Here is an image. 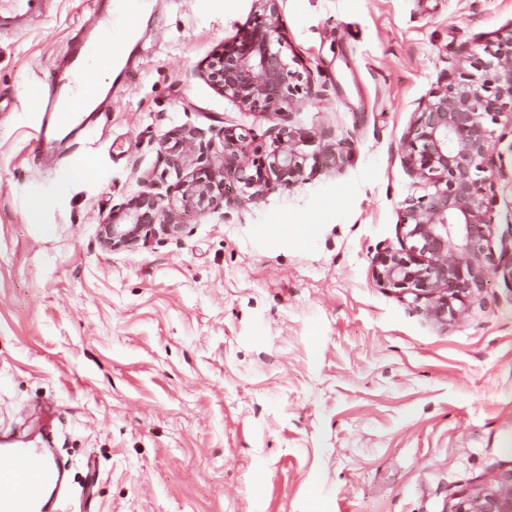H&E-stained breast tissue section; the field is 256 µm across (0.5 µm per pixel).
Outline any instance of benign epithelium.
<instances>
[{
  "label": "benign epithelium",
  "instance_id": "obj_1",
  "mask_svg": "<svg viewBox=\"0 0 512 512\" xmlns=\"http://www.w3.org/2000/svg\"><path fill=\"white\" fill-rule=\"evenodd\" d=\"M284 40L280 28L258 14L242 40L214 55L207 78L242 112L282 113L299 77ZM483 52L484 59L471 54L474 71L448 74L418 103L400 161L410 176L431 180L434 192L407 209L401 228L410 245L384 252L373 266L380 286L399 289L416 301L426 299L430 316L439 323L458 314L454 302L462 303L484 288L489 267L495 265L496 184L504 173L491 158L493 132L485 119L505 115L512 124V38L487 44ZM277 139L278 151L267 165L247 159L241 137L226 129L220 150L210 140L199 142L192 172H186L181 155L167 154L166 163L178 178L179 203L161 205L154 184L142 180L130 223L100 225L101 243L113 250L144 242L158 228L179 232L178 206L214 200L215 190L226 180L240 184L251 199L291 185L303 174L299 143L304 137L288 127ZM479 172L485 176H477ZM454 512H512V483L466 495Z\"/></svg>",
  "mask_w": 512,
  "mask_h": 512
}]
</instances>
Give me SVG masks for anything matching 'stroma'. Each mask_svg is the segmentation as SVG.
<instances>
[{
    "label": "stroma",
    "instance_id": "35a3bbf8",
    "mask_svg": "<svg viewBox=\"0 0 512 512\" xmlns=\"http://www.w3.org/2000/svg\"><path fill=\"white\" fill-rule=\"evenodd\" d=\"M260 10L146 0L140 67L49 169L26 151L24 103L90 0H49L0 37V438L67 449L91 484L79 512H452L512 475V279L490 272L440 325L372 267L433 191L398 155L419 102L478 40L512 36V0H278L301 75L281 115L240 111L205 76ZM284 126L308 136L292 187L255 202L228 181L179 234L100 245L140 177L175 184L162 147L232 128L269 162ZM493 130L500 234L512 137Z\"/></svg>",
    "mask_w": 512,
    "mask_h": 512
}]
</instances>
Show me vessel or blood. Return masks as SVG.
Instances as JSON below:
<instances>
[{
    "instance_id": "obj_1",
    "label": "vessel or blood",
    "mask_w": 512,
    "mask_h": 512,
    "mask_svg": "<svg viewBox=\"0 0 512 512\" xmlns=\"http://www.w3.org/2000/svg\"><path fill=\"white\" fill-rule=\"evenodd\" d=\"M45 0H0V32H20L42 16ZM135 0H96L92 17L69 41L56 59L51 79L41 90V120L29 144L38 159L62 143L77 145L80 133L111 99L114 79L122 78L124 58L108 61L110 78L91 80L89 62L100 54L106 33L99 22L108 18L126 41L136 36ZM67 476L56 449L13 446L0 448V512H71L65 489Z\"/></svg>"
}]
</instances>
